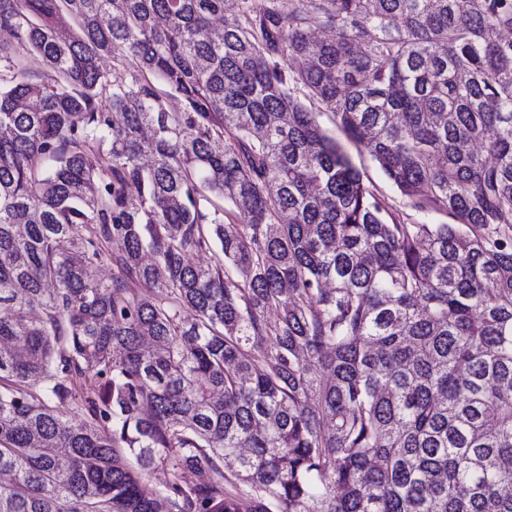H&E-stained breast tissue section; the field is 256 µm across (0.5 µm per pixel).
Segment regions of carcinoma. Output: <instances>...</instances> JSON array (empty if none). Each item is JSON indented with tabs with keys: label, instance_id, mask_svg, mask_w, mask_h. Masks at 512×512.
<instances>
[{
	"label": "carcinoma",
	"instance_id": "cac0c4a2",
	"mask_svg": "<svg viewBox=\"0 0 512 512\" xmlns=\"http://www.w3.org/2000/svg\"><path fill=\"white\" fill-rule=\"evenodd\" d=\"M0 30L43 63L0 42V512H512V0ZM311 109L316 113L318 124L328 135L334 137L345 148L351 157L352 163L360 170L363 180L375 186L377 195L385 202L386 206L398 220L408 224H443L448 222V218L444 215L412 209L408 205L406 198L388 182L363 147L347 140L337 129L331 112L316 104H311Z\"/></svg>",
	"mask_w": 512,
	"mask_h": 512
}]
</instances>
